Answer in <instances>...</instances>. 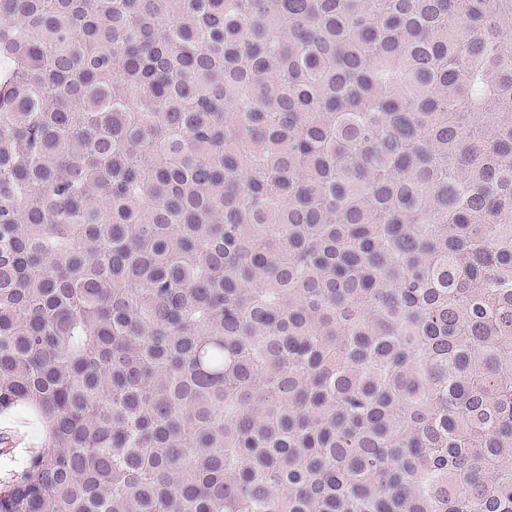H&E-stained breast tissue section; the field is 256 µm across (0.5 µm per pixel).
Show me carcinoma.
<instances>
[{
	"mask_svg": "<svg viewBox=\"0 0 512 512\" xmlns=\"http://www.w3.org/2000/svg\"><path fill=\"white\" fill-rule=\"evenodd\" d=\"M512 0H0V512H512ZM4 427H10L21 435L23 440L20 446L15 450L11 459H3L0 457V479L3 480L13 470L22 466L28 456L30 444L32 440L41 434L42 428L36 414L27 409H18L8 416L0 415V431H4Z\"/></svg>",
	"mask_w": 512,
	"mask_h": 512,
	"instance_id": "carcinoma-1",
	"label": "carcinoma"
}]
</instances>
